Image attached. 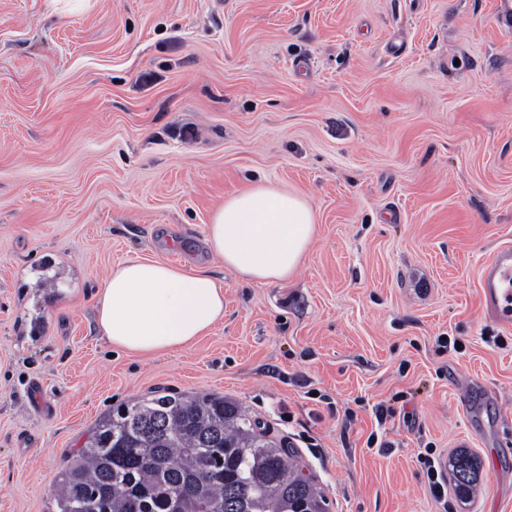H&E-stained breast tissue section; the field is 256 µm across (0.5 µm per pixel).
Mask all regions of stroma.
I'll return each instance as SVG.
<instances>
[{
	"instance_id": "stroma-1",
	"label": "stroma",
	"mask_w": 512,
	"mask_h": 512,
	"mask_svg": "<svg viewBox=\"0 0 512 512\" xmlns=\"http://www.w3.org/2000/svg\"><path fill=\"white\" fill-rule=\"evenodd\" d=\"M501 3L0 0V512H57L99 418L171 388L237 402L330 512H512V346L493 343L512 328L478 297L512 246ZM254 178L317 213L285 282L247 284L205 250ZM135 256L222 279L223 323L179 353L111 347L97 292ZM467 382L500 420L458 409ZM429 446L481 459L471 501L432 498Z\"/></svg>"
}]
</instances>
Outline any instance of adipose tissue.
Masks as SVG:
<instances>
[{"label": "adipose tissue", "mask_w": 512, "mask_h": 512, "mask_svg": "<svg viewBox=\"0 0 512 512\" xmlns=\"http://www.w3.org/2000/svg\"><path fill=\"white\" fill-rule=\"evenodd\" d=\"M317 214L298 192L266 180L225 198L207 226L210 256L241 280H288L317 233ZM96 316L113 347L135 354L176 353L224 321V285L206 271L129 258L101 287Z\"/></svg>", "instance_id": "obj_1"}]
</instances>
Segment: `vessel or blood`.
<instances>
[{"instance_id": "obj_1", "label": "vessel or blood", "mask_w": 512, "mask_h": 512, "mask_svg": "<svg viewBox=\"0 0 512 512\" xmlns=\"http://www.w3.org/2000/svg\"><path fill=\"white\" fill-rule=\"evenodd\" d=\"M479 298L486 317L512 326V247L497 248L480 271Z\"/></svg>"}]
</instances>
